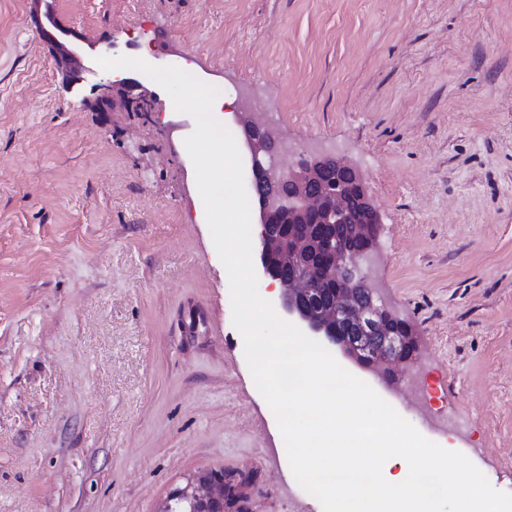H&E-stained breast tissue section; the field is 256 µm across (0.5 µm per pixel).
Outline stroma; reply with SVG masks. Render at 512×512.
Masks as SVG:
<instances>
[{
    "label": "stroma",
    "instance_id": "1",
    "mask_svg": "<svg viewBox=\"0 0 512 512\" xmlns=\"http://www.w3.org/2000/svg\"><path fill=\"white\" fill-rule=\"evenodd\" d=\"M0 0V512H158L189 475L245 471L249 512H323L232 322L227 270L169 94L92 112L30 13ZM96 56L175 65L258 104L293 151L363 174L371 276L417 329L398 388L433 442L512 493V0H50Z\"/></svg>",
    "mask_w": 512,
    "mask_h": 512
}]
</instances>
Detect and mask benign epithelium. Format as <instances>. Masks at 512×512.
<instances>
[{"instance_id":"7a95c632","label":"benign epithelium","mask_w":512,"mask_h":512,"mask_svg":"<svg viewBox=\"0 0 512 512\" xmlns=\"http://www.w3.org/2000/svg\"><path fill=\"white\" fill-rule=\"evenodd\" d=\"M33 18L52 53L68 90L85 82L89 67L78 34L54 17L47 0H33ZM142 86L126 79L93 85L82 104L94 112L128 109L147 101ZM240 136L250 155L252 189L259 197L255 232V266L264 279L278 282L277 306L309 336H320L360 368L393 386L414 363L419 339L413 325L392 311L369 287L377 254L381 221L361 172L332 150L312 149L284 168L277 156L286 150L250 102L235 113ZM364 223L349 226L361 247L348 248L342 230L352 202ZM342 284L319 299L324 274ZM172 500L190 505L189 512H228L241 496L230 497L224 472L207 471L175 490Z\"/></svg>"}]
</instances>
